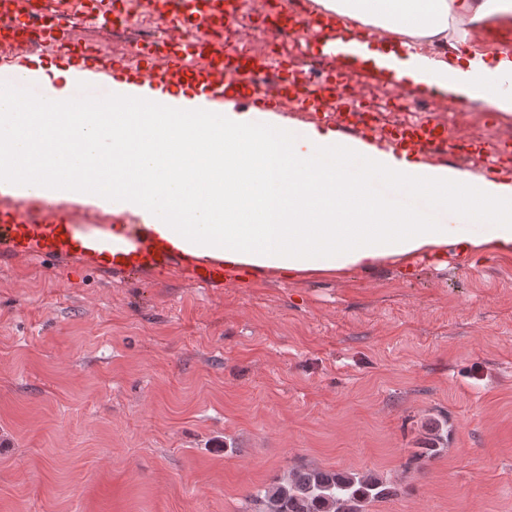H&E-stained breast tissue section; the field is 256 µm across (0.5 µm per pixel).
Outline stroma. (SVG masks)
Instances as JSON below:
<instances>
[{
  "label": "stroma",
  "mask_w": 512,
  "mask_h": 512,
  "mask_svg": "<svg viewBox=\"0 0 512 512\" xmlns=\"http://www.w3.org/2000/svg\"><path fill=\"white\" fill-rule=\"evenodd\" d=\"M348 69L363 109L385 70ZM364 139L450 92L407 83ZM448 166L512 181L472 143L512 135V112L454 111ZM448 445L411 462L428 427ZM388 478L367 512H512V255L388 259L336 274L267 270L199 288L176 269L72 276L0 264V512H253L293 467Z\"/></svg>",
  "instance_id": "35a3bbf8"
}]
</instances>
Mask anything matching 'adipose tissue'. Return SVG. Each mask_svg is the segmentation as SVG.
Returning <instances> with one entry per match:
<instances>
[{"instance_id": "adipose-tissue-1", "label": "adipose tissue", "mask_w": 512, "mask_h": 512, "mask_svg": "<svg viewBox=\"0 0 512 512\" xmlns=\"http://www.w3.org/2000/svg\"><path fill=\"white\" fill-rule=\"evenodd\" d=\"M344 20L427 42L407 54L416 82L512 112V50L466 51L471 28L512 19V0H319ZM25 107H15V100ZM132 99L144 100L138 110ZM107 157L91 180L83 155ZM0 195L75 200L132 215L225 267L292 276L368 269L386 259L512 254V181L420 162L407 152L288 126L271 112H211L198 96L127 80L84 89L75 68H17L0 79ZM437 212L455 216L446 224Z\"/></svg>"}]
</instances>
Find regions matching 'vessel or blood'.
<instances>
[{
	"label": "vessel or blood",
	"mask_w": 512,
	"mask_h": 512,
	"mask_svg": "<svg viewBox=\"0 0 512 512\" xmlns=\"http://www.w3.org/2000/svg\"><path fill=\"white\" fill-rule=\"evenodd\" d=\"M183 9L168 12V23L180 25L218 24L233 20L238 0H184ZM71 60L92 88L129 74L145 80L148 86L170 88L193 82L194 61H204L200 92L214 108L240 101L262 112H317L324 100L333 98L343 83L342 74L324 76L318 86H310L287 61L271 64L266 58L246 55L235 49L216 53L206 40L185 41L168 45L164 55L146 50L137 53L134 63L115 60L102 64L92 52L71 53ZM276 71L277 86L268 88L261 77ZM383 139L410 153L423 147L447 149L448 126L435 119L382 130ZM52 197L33 204L16 200L0 212V257L11 260L37 258L59 266L74 264L102 272L127 276L169 265L194 284L204 288L223 285L232 280L233 271L224 267L222 258L203 259L178 250L167 240L147 228L135 225L124 240L112 238V227L97 223L93 216L61 218Z\"/></svg>",
	"instance_id": "vessel-or-blood-1"
}]
</instances>
